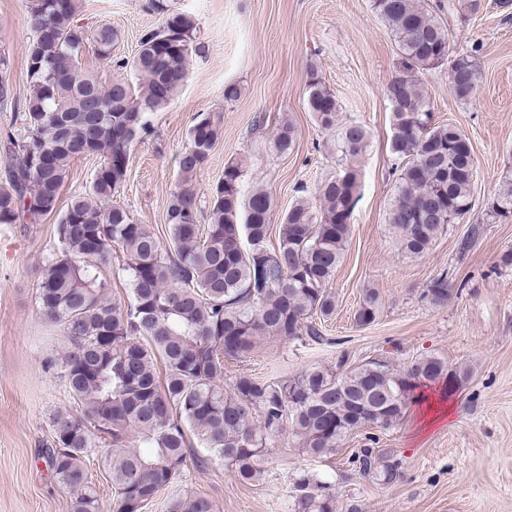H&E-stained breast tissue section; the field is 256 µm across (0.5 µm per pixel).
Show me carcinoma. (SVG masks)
Masks as SVG:
<instances>
[{
    "mask_svg": "<svg viewBox=\"0 0 512 512\" xmlns=\"http://www.w3.org/2000/svg\"><path fill=\"white\" fill-rule=\"evenodd\" d=\"M372 6L400 52L386 86L397 191L385 221L403 251L420 255L472 209L475 158L462 131L435 122L419 74L446 65L455 98L475 97L474 55H450L448 30L435 13L459 6L476 12L481 0H438L430 10L417 0H372ZM148 8L162 15L161 24L143 33L132 59L116 61L120 32L110 23L81 24L80 0H29L22 107L0 78V109H19V125L0 144L8 157L0 224L58 215L62 250L41 268L36 301L63 338L48 369L63 381L74 411L53 415L43 458L71 495L72 512H99L90 474L95 461L111 480L116 512H142L181 475L195 443L205 451L198 463L220 464L247 483L258 478L269 441L286 426L302 453L333 455L361 426L399 422L418 388L463 377L435 355L395 370L381 361L351 363L342 354L334 368L313 366L277 381L242 373L233 391H224V361L248 357L262 338L332 343L317 320L336 309L329 283L350 237L369 132L340 119L336 95L309 67L307 110L333 136L340 170L316 187L315 202L300 197L290 206L279 224V246L270 250L273 198L262 187L244 189L242 158L224 164V177L210 189L209 223H199L194 180L222 125L219 117L197 115L178 157L177 186L166 201L167 240L160 242L112 199L126 183L132 147L151 132L153 115L175 101L200 46L193 16L166 0H149ZM88 48L109 68L135 71L139 83L81 70ZM297 135L284 118L270 148L286 154ZM90 154L103 160L88 189L61 208L72 161ZM488 212L494 220L512 219V189L492 200ZM114 247L129 273L126 301L111 299L101 277ZM448 292L443 272L424 298L443 306ZM380 310V295L366 291L355 323L375 322ZM373 453L355 454L358 471L393 479L394 466L376 467ZM294 489V512H336L335 494L314 476L300 475ZM167 512H213V505L186 494L171 500Z\"/></svg>",
    "mask_w": 512,
    "mask_h": 512,
    "instance_id": "1",
    "label": "carcinoma"
}]
</instances>
